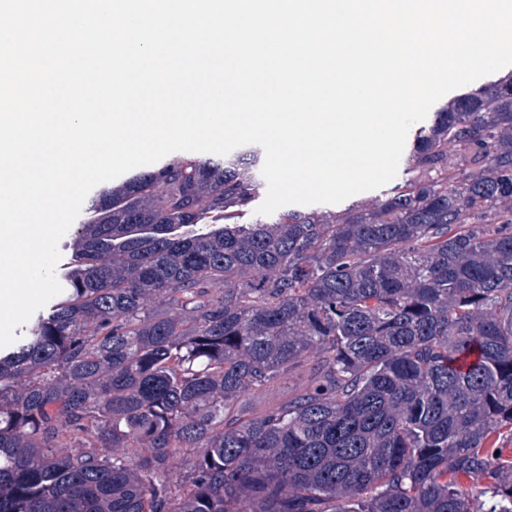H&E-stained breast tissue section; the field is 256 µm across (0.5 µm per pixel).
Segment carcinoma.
<instances>
[{
	"mask_svg": "<svg viewBox=\"0 0 512 512\" xmlns=\"http://www.w3.org/2000/svg\"><path fill=\"white\" fill-rule=\"evenodd\" d=\"M409 162L341 224L192 231L250 202L255 147L92 199L60 298L0 354V512H512V71ZM308 380V371L305 368H301L292 377H289L288 380L282 382L275 390L256 398L255 402L259 407L284 402L293 394L301 391L308 384Z\"/></svg>",
	"mask_w": 512,
	"mask_h": 512,
	"instance_id": "carcinoma-1",
	"label": "carcinoma"
}]
</instances>
